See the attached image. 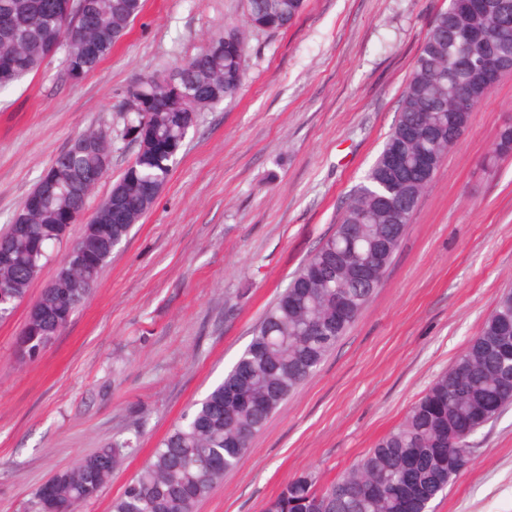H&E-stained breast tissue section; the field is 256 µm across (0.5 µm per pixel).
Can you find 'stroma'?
<instances>
[{
  "instance_id": "35a3bbf8",
  "label": "stroma",
  "mask_w": 512,
  "mask_h": 512,
  "mask_svg": "<svg viewBox=\"0 0 512 512\" xmlns=\"http://www.w3.org/2000/svg\"><path fill=\"white\" fill-rule=\"evenodd\" d=\"M448 0H307L296 25L253 31L245 86L201 112L154 206L97 286L32 362L0 321V512H34L55 473L114 440L139 451L83 512H110L158 441L222 382L266 308L379 155L419 45ZM243 16L242 0H144L130 32L80 80L61 56L0 90V231L74 139L112 130L133 80L166 74ZM512 122V74L474 112L419 200L381 285L353 327L254 438L197 512H264L292 478L327 485L397 426L512 288V155L486 159ZM470 467L432 512H512V407L473 435Z\"/></svg>"
}]
</instances>
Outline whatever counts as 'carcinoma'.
<instances>
[{"instance_id":"1","label":"carcinoma","mask_w":512,"mask_h":512,"mask_svg":"<svg viewBox=\"0 0 512 512\" xmlns=\"http://www.w3.org/2000/svg\"><path fill=\"white\" fill-rule=\"evenodd\" d=\"M93 11L74 28L55 27L53 0H0L8 17L28 34L12 64L0 68V89L63 54L64 73L95 71L142 11V0H90ZM306 0H245V24L224 22V37L240 44L236 57H216L207 47L178 67L182 84L207 83L235 98L243 88L248 31L277 32L303 14ZM499 65L512 73V0H448L423 37L399 102V117L365 181L350 194L336 230L293 274L261 317L254 337L224 381L183 418L154 449L132 481L114 499L111 512H196L197 504L224 482L268 419L309 378L353 325L374 289L358 283L357 269L369 262L380 284L411 223L418 202L448 150L468 130L473 112L488 94L474 66ZM461 88L472 89L469 110L454 105ZM162 90L154 76L138 86L142 109L127 115L124 136L139 145L135 161L94 209L79 239L93 254L88 267L59 265L54 282L30 306L16 341L21 361H34L69 322L96 284L112 250L153 207L172 163L198 113L212 107L200 99L191 112H149L150 95ZM90 151L55 156L35 185H56L45 212L22 223L14 216L0 234V320L27 295L50 259L48 248L65 238L55 214L85 211L86 198L104 177L100 154H112L105 129L91 130ZM512 153V124L501 127L493 163ZM348 300L344 310L336 300ZM512 405V290L503 292L481 331L448 372L440 375L404 420L384 435L355 466L329 485L317 487L307 474L288 481L265 512H415L429 504L468 469L469 439ZM472 425L464 434L458 419ZM137 451L130 438L115 440L60 471L48 481L50 495L39 512H80L109 484L112 471ZM376 482L384 492L372 494Z\"/></svg>"}]
</instances>
